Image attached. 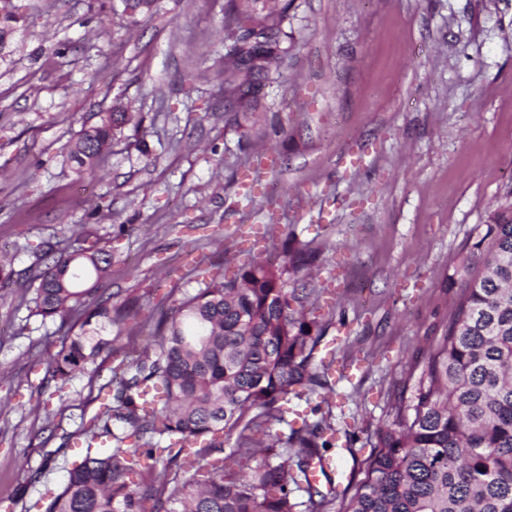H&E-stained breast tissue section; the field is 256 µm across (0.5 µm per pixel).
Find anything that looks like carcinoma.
<instances>
[{"instance_id":"obj_1","label":"carcinoma","mask_w":512,"mask_h":512,"mask_svg":"<svg viewBox=\"0 0 512 512\" xmlns=\"http://www.w3.org/2000/svg\"><path fill=\"white\" fill-rule=\"evenodd\" d=\"M227 0L224 94L251 108V86L288 53L279 35L288 6ZM154 0H124L130 16ZM267 47L259 71L244 59ZM134 116L118 108L82 127L68 146L80 176L96 172L112 140ZM20 300L30 314L58 323L63 340L51 378L65 385L114 351L108 328L128 303L89 298L112 267V249L85 236L77 247L42 242ZM310 253L284 246L283 261H257L228 278L215 273L192 294L157 304L153 348L112 368L98 412L83 430L85 450L42 512H322L338 496L345 512H512V202L478 231L462 264L448 325L431 346L412 394L391 406L369 437L364 477L339 491L311 482L324 452L350 447L321 405H336L337 379L315 365L321 337L298 309L291 272ZM315 397L317 419L287 435L265 432L285 421L291 398ZM236 444L224 453V438ZM202 444L214 456L202 465ZM303 491L306 498L296 496Z\"/></svg>"}]
</instances>
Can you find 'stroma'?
Listing matches in <instances>:
<instances>
[{
  "label": "stroma",
  "mask_w": 512,
  "mask_h": 512,
  "mask_svg": "<svg viewBox=\"0 0 512 512\" xmlns=\"http://www.w3.org/2000/svg\"><path fill=\"white\" fill-rule=\"evenodd\" d=\"M0 50V512H36L78 456L64 446L98 410L114 358L99 357L45 400L62 337L30 315L20 283L42 241L91 232L112 249L101 294L130 302L120 335L155 339L156 303L275 258L347 369L350 448L325 476L361 474L368 436L410 395L448 323V277L480 224L512 191V0H292L278 79L239 111L215 78L226 0H158L128 17L121 0H12ZM135 113L95 179L67 146L114 107ZM262 227L255 248L236 227Z\"/></svg>",
  "instance_id": "1"
}]
</instances>
